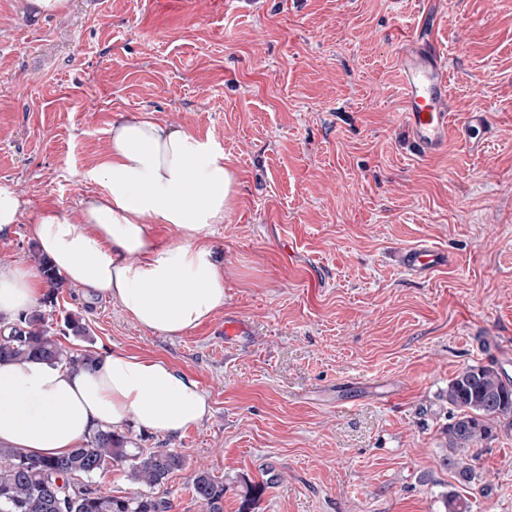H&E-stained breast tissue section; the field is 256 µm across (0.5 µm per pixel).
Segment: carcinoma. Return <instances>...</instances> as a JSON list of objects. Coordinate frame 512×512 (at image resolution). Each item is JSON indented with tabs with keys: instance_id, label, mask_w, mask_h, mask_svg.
Wrapping results in <instances>:
<instances>
[{
	"instance_id": "carcinoma-1",
	"label": "carcinoma",
	"mask_w": 512,
	"mask_h": 512,
	"mask_svg": "<svg viewBox=\"0 0 512 512\" xmlns=\"http://www.w3.org/2000/svg\"><path fill=\"white\" fill-rule=\"evenodd\" d=\"M40 272L52 289L61 278L50 260L39 258ZM96 352H74L49 334L37 310L20 314L0 332V361L40 359L52 364L78 366L92 361ZM456 410L444 429L440 463L466 486L476 477L474 447L490 438L494 424L512 426V382L492 365L469 366L448 383L445 394ZM122 432L99 430L79 447L60 457L33 459L16 448L0 447V512H171L161 491L168 476L186 465L185 455L172 448L132 451ZM127 465V477L140 491L114 496L92 487V480L112 466ZM224 481L200 470L192 493L203 512H224ZM446 512H470L457 493L444 496Z\"/></svg>"
}]
</instances>
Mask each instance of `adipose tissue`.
<instances>
[{
	"instance_id": "adipose-tissue-1",
	"label": "adipose tissue",
	"mask_w": 512,
	"mask_h": 512,
	"mask_svg": "<svg viewBox=\"0 0 512 512\" xmlns=\"http://www.w3.org/2000/svg\"><path fill=\"white\" fill-rule=\"evenodd\" d=\"M91 176L105 191L83 201L78 218L47 209L31 226L57 271L165 336L223 309L224 262L209 238L235 202L237 177L223 151L146 115L122 116ZM157 224L175 238L156 235ZM40 294L36 269L0 263L1 317L30 310ZM209 412L198 382L161 357L115 351L79 367L0 363V446L33 456L64 455L93 432L128 424L176 437Z\"/></svg>"
}]
</instances>
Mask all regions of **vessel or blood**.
I'll list each match as a JSON object with an SVG mask.
<instances>
[{
	"label": "vessel or blood",
	"instance_id": "vessel-or-blood-1",
	"mask_svg": "<svg viewBox=\"0 0 512 512\" xmlns=\"http://www.w3.org/2000/svg\"><path fill=\"white\" fill-rule=\"evenodd\" d=\"M402 108L418 155L438 152L451 131L446 56L432 33L417 29L411 45L400 56ZM443 261L431 246L421 244L400 254L401 266L415 274H426Z\"/></svg>",
	"mask_w": 512,
	"mask_h": 512
}]
</instances>
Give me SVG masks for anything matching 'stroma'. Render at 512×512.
I'll return each instance as SVG.
<instances>
[{
    "label": "stroma",
    "mask_w": 512,
    "mask_h": 512,
    "mask_svg": "<svg viewBox=\"0 0 512 512\" xmlns=\"http://www.w3.org/2000/svg\"><path fill=\"white\" fill-rule=\"evenodd\" d=\"M0 0V186L21 201L0 261L37 266L31 226L103 193L89 171L118 115L142 113L222 149L238 177L211 239L224 308L186 335L138 326L71 284L39 299L71 350L161 356L211 411L170 437L126 427L140 448L187 458L164 489L203 512L198 468L223 480L224 512H512V428L478 445L460 487L440 462L449 381L472 365L512 380V0H68L32 17ZM428 16L448 62L453 125L421 157L400 105L397 57ZM447 261L415 278L399 251ZM87 328L65 327L69 315ZM247 332L224 340V322Z\"/></svg>",
    "instance_id": "35a3bbf8"
}]
</instances>
